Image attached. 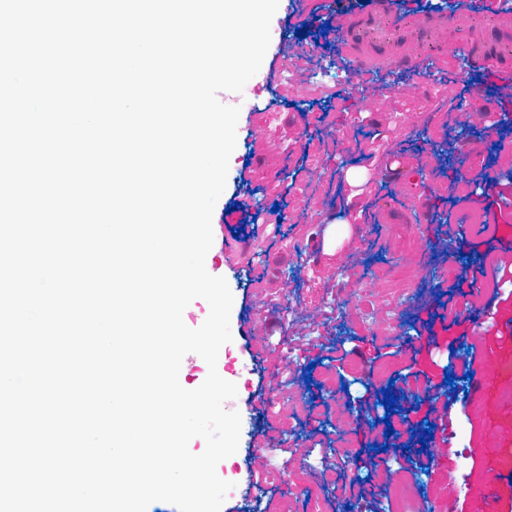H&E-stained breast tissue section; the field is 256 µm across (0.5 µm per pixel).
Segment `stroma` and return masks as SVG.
I'll return each instance as SVG.
<instances>
[{
    "label": "stroma",
    "instance_id": "obj_1",
    "mask_svg": "<svg viewBox=\"0 0 512 512\" xmlns=\"http://www.w3.org/2000/svg\"><path fill=\"white\" fill-rule=\"evenodd\" d=\"M320 7L309 22L308 35L297 39L299 19L294 0H279L271 27L277 37L318 51L325 65L322 76L335 80L345 74V58L328 44L321 20L335 10L334 0H309ZM417 77L425 94H400L410 77ZM512 79V72L488 62L471 66L453 58L426 62L418 74L410 71L373 73L358 84L351 99L362 120L338 143L324 120L335 109L330 98H293L282 80L261 65L242 92H219V100L240 109L236 147L229 160L226 186L216 203L212 222L229 221L231 228L252 230L257 224L275 226L273 238L258 244L240 268L224 260L222 232H215L206 255L218 275L233 283L231 321H248L256 314L266 330L260 336L233 334L222 346L219 375L236 385L226 402L241 417L236 453L219 462L218 476L232 482L221 512H396L379 475L388 471L395 484L410 487L422 512H448L436 489L447 476L479 485L484 471L498 469L501 480L491 494V512H512V111L503 112L491 85ZM485 112L484 123L470 122V110ZM501 131L487 134V125ZM268 124L271 137L282 143L268 152L251 128ZM401 126L402 140L391 130ZM321 143L322 177L309 183L311 165L304 141ZM428 153L430 167L418 165ZM368 169L370 179L361 194H353L346 172ZM486 172L500 181L504 204L497 224L489 230L462 229L472 205L484 198L475 184ZM309 184L306 211L321 208L328 221L349 223L350 237L337 251L324 246V224L293 223L294 193ZM240 214L227 215L231 206ZM422 226V247L428 255L418 270V285L401 308L398 322L387 334L360 328L359 310L347 297H318L311 282L326 280L333 268L347 265L351 278H366L388 263L403 243L408 226ZM316 261L303 265L304 253ZM500 266L498 277L480 278L467 296L449 297L452 273L473 263ZM304 309L287 317L286 303ZM449 309L459 325L444 329L439 315ZM480 316L485 333L473 342L471 320ZM414 342L418 354L403 353ZM493 354L498 377L480 385L466 376L468 350ZM293 367L278 376L279 364ZM414 371L432 382L430 392L405 394L399 372ZM453 384H445V375ZM391 388L396 406L410 410V434H387L383 388ZM448 413L436 418L432 405ZM448 450L442 460L427 453L407 460L404 447L418 448L425 428ZM355 451L342 460L341 447ZM262 453L267 471L253 478L250 462Z\"/></svg>",
    "mask_w": 512,
    "mask_h": 512
}]
</instances>
